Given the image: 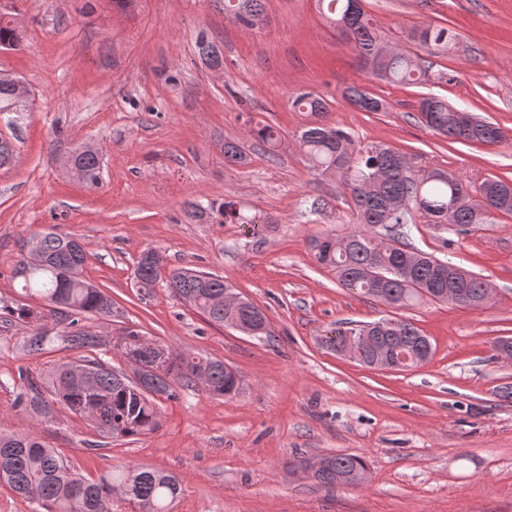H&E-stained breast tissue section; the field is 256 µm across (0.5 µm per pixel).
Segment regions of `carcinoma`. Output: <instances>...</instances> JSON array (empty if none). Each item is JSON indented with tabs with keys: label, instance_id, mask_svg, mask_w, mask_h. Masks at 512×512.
I'll list each match as a JSON object with an SVG mask.
<instances>
[{
	"label": "carcinoma",
	"instance_id": "carcinoma-1",
	"mask_svg": "<svg viewBox=\"0 0 512 512\" xmlns=\"http://www.w3.org/2000/svg\"><path fill=\"white\" fill-rule=\"evenodd\" d=\"M224 13L246 27L261 14L262 0H221ZM325 6V17L341 27L362 68L402 85L424 82L427 70L420 59L394 49L381 53L384 46L379 26L363 9L351 11V0H318ZM425 46L448 44L453 32L441 26H427L416 32ZM346 97L364 112H383L385 103L359 85L347 88ZM294 106L307 113L308 121L299 135V148L315 173L332 172L350 193L355 228L344 249H336V236L325 234L312 243L316 261L336 274L338 283L352 291L397 308L410 307L423 300L448 301V289L460 288L466 295L464 306L484 304L486 281L449 261L410 248L392 230L412 223L418 212L431 224L470 227L487 223L493 213L512 216V180L489 177L471 185L459 177L448 180L440 169L414 170L410 163L400 165L402 152L386 145L356 144L346 131L330 123L329 104L321 97L302 92ZM419 113L426 126L455 142L496 146L503 136L499 126L470 112L458 110L437 96L421 101ZM255 137L273 155L281 143L278 129L263 124L254 129ZM80 162L95 182L99 175L98 155L86 151ZM457 197L463 206L450 207ZM221 215L226 224H243L247 233L261 239L275 229L276 219L268 214L249 215L231 201L224 202ZM380 227L385 233L375 232ZM86 253L70 246V236L47 233L39 237L28 256L18 261L12 276L23 282V290L40 296L59 315L63 330L55 336L36 331L26 337L25 348L32 354H46L60 343L70 350L94 352L98 336L79 326L89 316H112V298L81 277ZM137 284L149 293L156 284L166 283L185 304L217 325L225 324L228 313L217 299L224 297L229 283L211 273L192 269L166 271L160 255L154 263L139 261ZM38 317L26 307L0 305V323L26 321ZM392 335L413 345L422 336L409 320L395 318ZM167 365L156 369L151 351H141L146 365L142 381L136 382L102 358L82 356L94 367V382L83 389L69 377L70 362L51 367L43 384L27 381L20 396L26 409L48 419L58 404L76 416L82 415L81 402L96 398L98 416L93 425L105 438L139 435L157 424L160 398L175 397V387L202 386L209 395L230 397L239 392L240 378L226 373L224 362L204 356H188L168 345ZM366 469V461L356 454L326 455L325 465L314 474L323 486L351 481ZM0 481L18 496L36 502L43 512H112L116 490L135 504L137 512H168L179 494L178 477L145 466L114 467L95 479L75 472L57 452L30 433L0 431Z\"/></svg>",
	"mask_w": 512,
	"mask_h": 512
}]
</instances>
